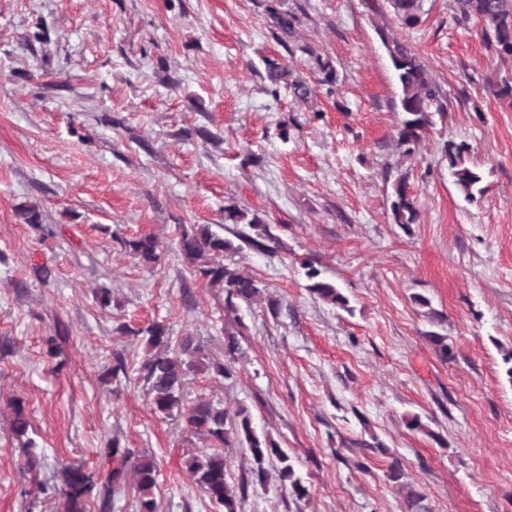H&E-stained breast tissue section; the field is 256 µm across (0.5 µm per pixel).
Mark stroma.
I'll return each mask as SVG.
<instances>
[{"instance_id": "35a3bbf8", "label": "stroma", "mask_w": 512, "mask_h": 512, "mask_svg": "<svg viewBox=\"0 0 512 512\" xmlns=\"http://www.w3.org/2000/svg\"><path fill=\"white\" fill-rule=\"evenodd\" d=\"M269 3L0 0V512H64L62 466L104 481L121 465L108 456L115 440L155 461L158 512H222L183 465L211 444L152 413L134 332L159 322L223 356L225 294L186 266L177 238L181 225L209 224L234 239L231 204L265 218L283 246L233 254L266 298L238 306L232 376H189L185 403L246 409L309 491L282 487L275 459L267 488L253 485L248 449L228 448V482L249 485L238 512H400L395 465L432 512H512V105L497 94L512 59L453 0H422L412 29L390 0H283L290 36ZM386 37L443 94L410 157L394 141ZM266 57L310 95L272 87ZM451 140L485 175L478 202L448 173ZM401 175L418 210L407 230L391 212ZM26 203L51 234L19 219ZM143 236L163 243L155 264L127 252ZM301 258L353 313L314 299ZM16 402L42 459L34 470L10 429ZM412 414L426 432L407 429Z\"/></svg>"}]
</instances>
